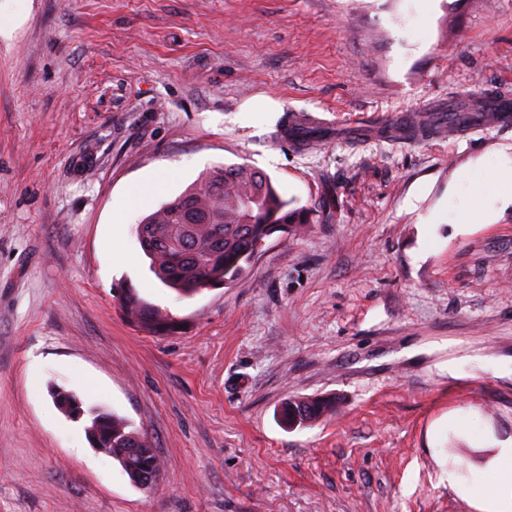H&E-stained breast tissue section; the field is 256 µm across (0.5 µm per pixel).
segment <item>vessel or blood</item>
<instances>
[{"instance_id": "1", "label": "vessel or blood", "mask_w": 512, "mask_h": 512, "mask_svg": "<svg viewBox=\"0 0 512 512\" xmlns=\"http://www.w3.org/2000/svg\"><path fill=\"white\" fill-rule=\"evenodd\" d=\"M408 121V113H390L383 115L381 119L376 121L350 124L348 130L353 137L358 139L369 137L416 141L421 139L463 138L474 128L473 123L454 115L423 131L410 127ZM484 123L488 126H503L512 123V97L492 93L486 94Z\"/></svg>"}]
</instances>
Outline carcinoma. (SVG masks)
I'll list each match as a JSON object with an SVG mask.
<instances>
[{
	"label": "carcinoma",
	"instance_id": "cac0c4a2",
	"mask_svg": "<svg viewBox=\"0 0 512 512\" xmlns=\"http://www.w3.org/2000/svg\"><path fill=\"white\" fill-rule=\"evenodd\" d=\"M310 223V209L294 206L282 196L264 171L245 165H226L207 172L175 199L161 205L138 225V238L149 270L182 297L234 281L249 267L262 242L273 235L288 237ZM121 303L142 329L157 333L173 326L169 315L143 301L131 289ZM62 413L77 415V398L53 393ZM335 407L329 397L288 401L283 418L289 423L312 422ZM87 431L95 446L121 465L131 483L140 473L161 469L162 462L148 438L123 418L91 411Z\"/></svg>",
	"mask_w": 512,
	"mask_h": 512
}]
</instances>
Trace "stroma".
<instances>
[{
	"label": "stroma",
	"instance_id": "1",
	"mask_svg": "<svg viewBox=\"0 0 512 512\" xmlns=\"http://www.w3.org/2000/svg\"><path fill=\"white\" fill-rule=\"evenodd\" d=\"M488 91L512 95V0H0V512H475L448 471L512 444V206L465 224L456 194L474 168L512 194V126L283 136ZM232 164L312 222L178 298L137 227ZM58 389L145 433L163 480L134 487ZM314 396L335 410L282 422ZM121 303L136 318L141 328L148 332L157 333L174 325L168 314L143 301L129 288L122 293ZM335 407V400L329 397H314L289 400L283 408V418L297 425L312 422Z\"/></svg>",
	"mask_w": 512,
	"mask_h": 512
}]
</instances>
